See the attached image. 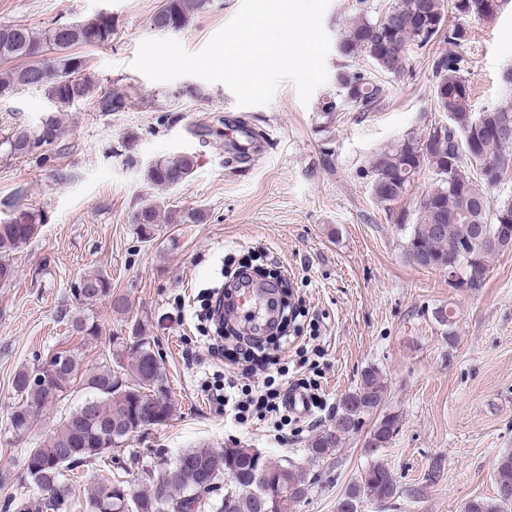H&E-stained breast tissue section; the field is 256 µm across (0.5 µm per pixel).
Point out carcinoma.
<instances>
[{
    "mask_svg": "<svg viewBox=\"0 0 512 512\" xmlns=\"http://www.w3.org/2000/svg\"><path fill=\"white\" fill-rule=\"evenodd\" d=\"M461 17L492 18L501 0H452ZM210 0H163L153 14L155 30L179 32L195 14L205 10ZM446 0H397L385 13L370 19L363 16L345 32L338 50L345 57L362 55L375 69L388 75L401 73L407 64L411 45L423 48L432 41L448 45L433 61V97L437 110L447 122L433 126L420 138L408 137L396 148L378 155L369 169L375 197L387 206L400 229L407 231L405 255L418 269L439 271L454 264L464 271L459 286L481 288L490 273L492 256L512 247V234L491 246L478 237L476 226L494 234L500 225H512V197L490 207L488 194L498 186L512 166V108H471L468 60L458 51L467 30L447 24ZM112 40L110 15L97 13L80 21L56 24L36 33L18 24H0V63L25 59L27 63L0 77V99L12 96L23 86L43 89L53 110L34 134L18 125L0 138L8 156H26L51 142L59 130L62 112L95 96L96 81L88 72L85 56L73 51L79 45H102ZM339 94L324 97L318 106L327 123L335 113L350 105L361 112L373 110L383 97L384 87L363 72L336 74ZM104 112L127 107L121 95L99 99ZM197 165L191 154L159 158L145 169L147 181L158 189H168L188 180ZM424 169L436 179L435 188L422 196L409 213L397 205L409 193L415 177ZM206 213L200 208H178L159 203L140 206L132 215L137 239H153L157 224H202ZM43 216L32 209L18 208L0 221V283L15 276L12 253L38 232ZM71 293L82 304L72 318V330L81 343H92L100 336L90 306L107 299L118 311L128 308L124 297L112 295L109 276L88 273L75 282ZM112 363L89 368L79 348L61 349L40 365L23 366L14 375L12 386L22 400L13 411L11 424L18 432L27 431L48 407L64 399L73 387L87 392L86 399L62 416L40 444L28 451L31 464L27 476L38 489L34 500L13 501L7 507L15 512H70V486L62 481L90 461H112L116 441H127L147 422L165 425L174 413L167 374L153 350L154 340L134 326L131 336H113L109 341ZM121 379L117 384L115 379ZM387 385L379 371L369 368L360 382L340 401L333 429L316 435L310 443L312 457L321 459L340 448L360 429L355 419L379 407ZM398 428V418L390 414L378 419L369 432L367 450L375 455L386 447ZM178 459L184 464L166 494L158 495L153 483L127 498L116 496V481L101 478L88 500L90 512H168L178 507L192 512L186 498L205 481L217 480L224 470L233 469L242 479L232 487L236 507L231 512H260V498L274 491L267 512H292L298 499L284 496L285 489L308 487L305 476L285 459L256 458L251 449L231 444L221 449L199 446L188 448ZM496 497L473 498L462 512H512V453L502 456L495 476ZM398 486L390 469L374 460L346 489L337 512H358L363 498L374 501L393 499Z\"/></svg>",
    "mask_w": 512,
    "mask_h": 512,
    "instance_id": "carcinoma-1",
    "label": "carcinoma"
}]
</instances>
